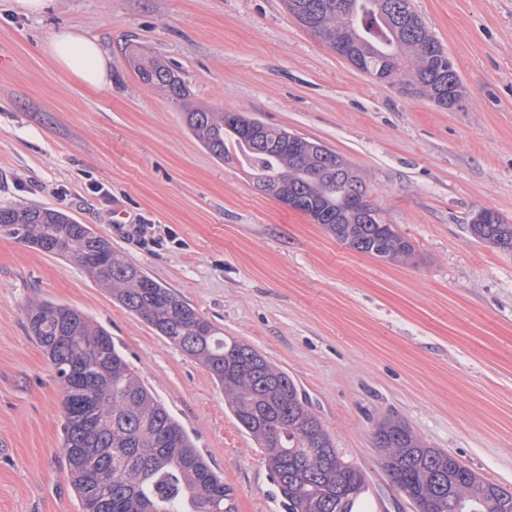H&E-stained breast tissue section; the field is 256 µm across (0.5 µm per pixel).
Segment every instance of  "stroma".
I'll list each match as a JSON object with an SVG mask.
<instances>
[{
    "label": "stroma",
    "instance_id": "1",
    "mask_svg": "<svg viewBox=\"0 0 512 512\" xmlns=\"http://www.w3.org/2000/svg\"><path fill=\"white\" fill-rule=\"evenodd\" d=\"M458 71L449 112L380 84L301 28L283 0H0V203L62 209L294 378L366 477L368 512H415L373 444L398 417L512 490V254L475 239L512 221V0H413ZM72 28L112 58L92 88L47 53ZM176 66L194 105L246 112L336 150L414 247L404 264L341 245L216 161L126 49ZM102 194H95V187ZM48 300L104 327L235 495L285 512L209 370L74 263L0 231V512H81L55 371L24 308ZM470 231L477 240L503 252H512V222L499 212L491 209L480 211L470 224Z\"/></svg>",
    "mask_w": 512,
    "mask_h": 512
}]
</instances>
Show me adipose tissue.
I'll use <instances>...</instances> for the list:
<instances>
[{
	"label": "adipose tissue",
	"mask_w": 512,
	"mask_h": 512,
	"mask_svg": "<svg viewBox=\"0 0 512 512\" xmlns=\"http://www.w3.org/2000/svg\"><path fill=\"white\" fill-rule=\"evenodd\" d=\"M47 52L64 71L84 84L102 88L112 81V60L96 39L73 29L53 35Z\"/></svg>",
	"instance_id": "adipose-tissue-1"
}]
</instances>
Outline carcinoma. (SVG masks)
Listing matches in <instances>:
<instances>
[{
  "mask_svg": "<svg viewBox=\"0 0 512 512\" xmlns=\"http://www.w3.org/2000/svg\"><path fill=\"white\" fill-rule=\"evenodd\" d=\"M296 22L330 47L343 42L380 81L441 109L461 104L462 83L412 0H284ZM128 61L182 111L216 159L238 163L276 200L297 195L304 214L358 252L394 263L414 248L370 199L367 175L319 141L250 116L189 104L190 89L168 63L133 46ZM0 230L79 265L159 335L201 362L224 388L239 427L264 450L286 512H353L365 474L340 454L295 380L252 346L224 336L175 291L128 261L111 241L68 212L0 204ZM477 240L512 252V222L477 213ZM26 328L55 368L64 413L62 451L82 512H238L233 490L132 370L112 336L80 311L51 302L26 308ZM392 483L419 512H512V490L483 479L450 453L427 446L400 418L375 429Z\"/></svg>",
  "mask_w": 512,
  "mask_h": 512,
  "instance_id": "carcinoma-1",
  "label": "carcinoma"
}]
</instances>
